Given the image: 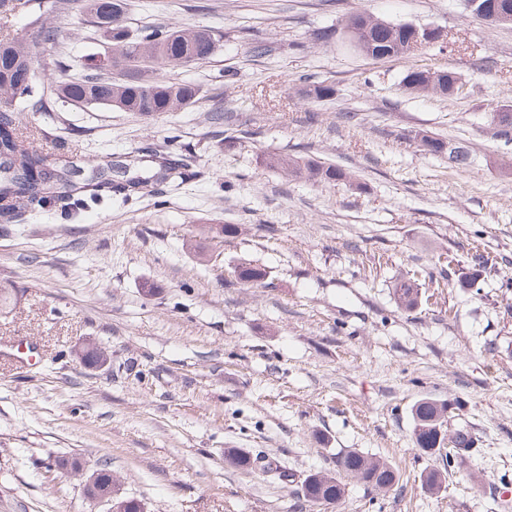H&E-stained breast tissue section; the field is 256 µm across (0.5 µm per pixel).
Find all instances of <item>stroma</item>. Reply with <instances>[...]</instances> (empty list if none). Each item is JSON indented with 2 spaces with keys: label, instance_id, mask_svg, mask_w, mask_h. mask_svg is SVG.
<instances>
[{
  "label": "stroma",
  "instance_id": "obj_1",
  "mask_svg": "<svg viewBox=\"0 0 512 512\" xmlns=\"http://www.w3.org/2000/svg\"><path fill=\"white\" fill-rule=\"evenodd\" d=\"M58 32L35 48L87 64L104 39L78 0H38ZM126 23L204 26L222 36L208 60L179 69L192 107L152 118L60 103L13 105L42 152L91 164L102 153L162 151L202 172L128 203L0 225V512H98L84 481L56 468L108 465L112 491L145 512H512V140L492 108L512 105V25H489L463 0H126ZM364 12L436 27L447 50L375 60L339 30ZM268 47L254 53L255 43ZM413 65L450 70L452 97L407 93ZM336 93L312 101L304 79ZM223 101L221 123L209 118ZM466 146L468 168L422 151L418 134ZM268 151L342 168L324 183L263 167ZM237 232L225 236V225ZM488 257L476 287L460 282ZM267 272L252 287L234 267ZM419 273L421 302L397 307L395 280ZM107 365L87 368L85 340ZM452 404L448 432L477 451L440 492L441 465L412 438V407ZM255 458L227 464L224 451ZM358 450L400 472L386 491L346 482L308 502L305 477Z\"/></svg>",
  "mask_w": 512,
  "mask_h": 512
}]
</instances>
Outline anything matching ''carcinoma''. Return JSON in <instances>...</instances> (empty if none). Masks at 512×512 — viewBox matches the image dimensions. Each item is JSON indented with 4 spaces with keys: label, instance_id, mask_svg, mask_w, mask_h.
I'll return each instance as SVG.
<instances>
[{
    "label": "carcinoma",
    "instance_id": "cac0c4a2",
    "mask_svg": "<svg viewBox=\"0 0 512 512\" xmlns=\"http://www.w3.org/2000/svg\"><path fill=\"white\" fill-rule=\"evenodd\" d=\"M125 0H83L88 16L105 12L112 15V27L99 32L111 45L108 67L114 76L104 79L97 73L81 78L64 75L67 62L53 60V66L62 72L49 96H40L37 106L49 109V101L73 102L103 106L124 112H137L150 117L165 112H176L193 106L201 88L198 84L164 77L161 72L176 70L209 59L218 49L220 34L204 28H146L133 32L124 20ZM410 23L389 24L380 21L361 34L359 52L369 56L391 55L408 58L410 50ZM34 41L51 43L57 39V30L39 20L34 21ZM34 81V55L25 46L14 42L7 30L0 31V102L31 96ZM405 89L414 94H439V85L431 82L428 69L410 67L403 79ZM306 97L323 101L335 94L333 85L312 81L304 89ZM423 151L446 155L448 164L464 169L471 163L466 149L443 139L430 137L421 142ZM267 167L292 176L305 175L331 183L347 180V174L334 165H326L311 157L303 158L286 152H270L265 157ZM75 161L63 160L35 149L29 136L20 129L15 113L0 110V223L13 224L26 214L54 208L60 213L72 214L105 199L124 202L133 197L153 196L160 185L173 177L186 182L197 173L186 170V164L157 155L154 165L133 155L108 154L90 166L87 174ZM238 279L247 285H262L267 272L251 264L238 267ZM397 306L411 311L418 306V278H403L393 286ZM448 405L424 398L412 408L413 438L426 455L445 454L441 469H430L423 475V485L429 491H438L448 477V468L460 466L474 452V442L463 434L447 437L444 426ZM353 478L374 490L392 488L399 480L396 469L388 462L367 457L358 451H347L336 457V473H312L304 482V497L313 502L334 499L345 493L343 478Z\"/></svg>",
    "mask_w": 512,
    "mask_h": 512
}]
</instances>
